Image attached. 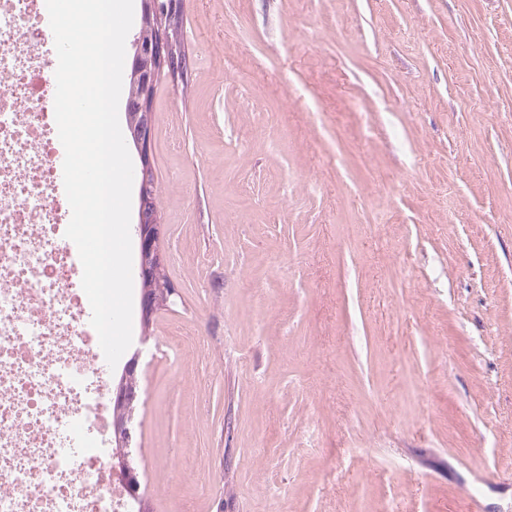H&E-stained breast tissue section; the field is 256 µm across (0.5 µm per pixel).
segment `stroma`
I'll use <instances>...</instances> for the list:
<instances>
[{
  "label": "stroma",
  "mask_w": 512,
  "mask_h": 512,
  "mask_svg": "<svg viewBox=\"0 0 512 512\" xmlns=\"http://www.w3.org/2000/svg\"><path fill=\"white\" fill-rule=\"evenodd\" d=\"M155 512H512V0H185Z\"/></svg>",
  "instance_id": "obj_1"
}]
</instances>
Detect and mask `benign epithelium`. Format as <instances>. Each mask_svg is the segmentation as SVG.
<instances>
[{
    "label": "benign epithelium",
    "instance_id": "1",
    "mask_svg": "<svg viewBox=\"0 0 512 512\" xmlns=\"http://www.w3.org/2000/svg\"><path fill=\"white\" fill-rule=\"evenodd\" d=\"M182 10L183 0H140L139 30L132 44L130 81L125 89L129 139L137 152L140 168L135 234L141 323L146 328L152 326L159 311L170 306L177 296L171 282L159 275L164 256L151 154L155 127L150 115L159 83L165 78L183 77L188 68L187 51L175 35ZM138 367L139 354L136 353L110 389L109 402L116 411L112 420V444L115 445L112 470L126 487L137 512H153L150 499L141 491L140 474L130 464L126 452L132 442V415L141 400Z\"/></svg>",
    "mask_w": 512,
    "mask_h": 512
}]
</instances>
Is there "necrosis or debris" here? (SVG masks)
Returning a JSON list of instances; mask_svg holds the SVG:
<instances>
[{"label": "necrosis or debris", "mask_w": 512, "mask_h": 512, "mask_svg": "<svg viewBox=\"0 0 512 512\" xmlns=\"http://www.w3.org/2000/svg\"><path fill=\"white\" fill-rule=\"evenodd\" d=\"M45 0H0V512H129L57 186Z\"/></svg>", "instance_id": "obj_1"}]
</instances>
